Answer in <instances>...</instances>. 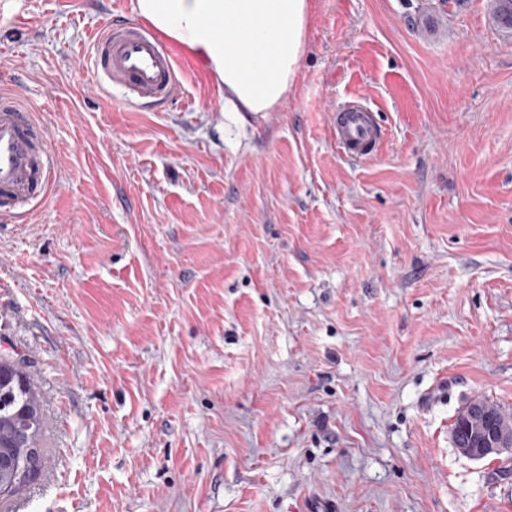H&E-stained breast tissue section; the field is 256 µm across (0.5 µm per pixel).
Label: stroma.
<instances>
[{
	"mask_svg": "<svg viewBox=\"0 0 512 512\" xmlns=\"http://www.w3.org/2000/svg\"><path fill=\"white\" fill-rule=\"evenodd\" d=\"M495 0H310L274 111L203 65L130 106L94 42L133 0H0V85L58 180L0 216V351L37 387L40 476L0 512H512V33ZM386 133L352 162L330 116ZM331 135L344 157L364 161L378 154L384 133L375 113L358 98H352L336 109ZM470 404L471 402L458 413L453 423L452 437L455 448H460L463 453L474 460H482L493 455H512V435L507 437L501 433L495 440H492L489 435L488 438H485L483 433L479 432L477 443L472 448L476 427L471 420L465 419Z\"/></svg>",
	"mask_w": 512,
	"mask_h": 512,
	"instance_id": "1",
	"label": "stroma"
}]
</instances>
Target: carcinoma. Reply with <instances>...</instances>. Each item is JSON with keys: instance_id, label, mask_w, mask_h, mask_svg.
Returning <instances> with one entry per match:
<instances>
[{"instance_id": "1", "label": "carcinoma", "mask_w": 512, "mask_h": 512, "mask_svg": "<svg viewBox=\"0 0 512 512\" xmlns=\"http://www.w3.org/2000/svg\"><path fill=\"white\" fill-rule=\"evenodd\" d=\"M496 19L502 28L512 30V0H496ZM0 448L9 451L12 465L0 471V493L13 492L35 480L42 469L40 441L43 431L42 404L37 388L25 367L14 356L0 353ZM466 411L458 413L452 428L456 448L472 447L476 430L465 419Z\"/></svg>"}]
</instances>
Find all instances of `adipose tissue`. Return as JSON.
Instances as JSON below:
<instances>
[{"label": "adipose tissue", "instance_id": "obj_1", "mask_svg": "<svg viewBox=\"0 0 512 512\" xmlns=\"http://www.w3.org/2000/svg\"><path fill=\"white\" fill-rule=\"evenodd\" d=\"M134 11L201 61L228 112L272 111L308 48L309 0H135Z\"/></svg>", "mask_w": 512, "mask_h": 512}]
</instances>
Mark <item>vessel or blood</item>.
Masks as SVG:
<instances>
[{
    "label": "vessel or blood",
    "mask_w": 512,
    "mask_h": 512,
    "mask_svg": "<svg viewBox=\"0 0 512 512\" xmlns=\"http://www.w3.org/2000/svg\"><path fill=\"white\" fill-rule=\"evenodd\" d=\"M100 86L124 87L132 103L149 107L172 97L178 86L174 57L145 28L107 26L95 46ZM337 150L347 159L375 157L383 130L359 99L338 107L331 124ZM56 165L42 128L12 89L0 90V211L25 221L29 206L56 180Z\"/></svg>",
    "instance_id": "obj_1"
}]
</instances>
